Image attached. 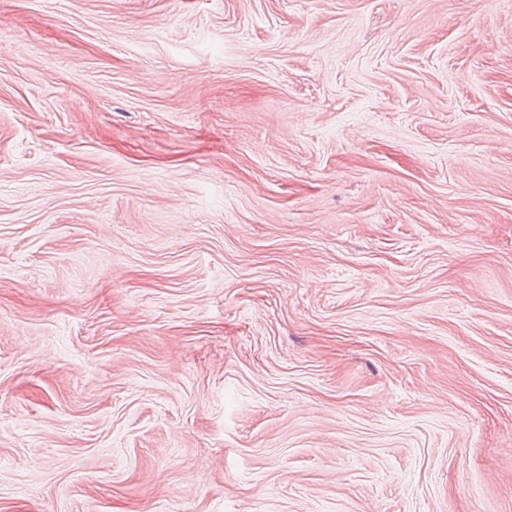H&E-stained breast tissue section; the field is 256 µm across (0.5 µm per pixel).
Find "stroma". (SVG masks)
Returning <instances> with one entry per match:
<instances>
[{"mask_svg": "<svg viewBox=\"0 0 512 512\" xmlns=\"http://www.w3.org/2000/svg\"><path fill=\"white\" fill-rule=\"evenodd\" d=\"M0 512H512V0H0Z\"/></svg>", "mask_w": 512, "mask_h": 512, "instance_id": "stroma-1", "label": "stroma"}]
</instances>
